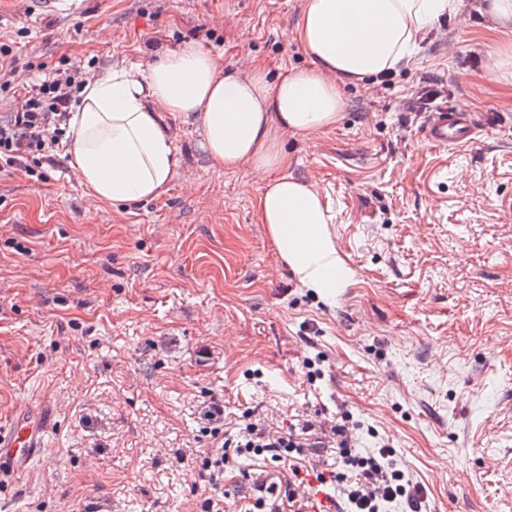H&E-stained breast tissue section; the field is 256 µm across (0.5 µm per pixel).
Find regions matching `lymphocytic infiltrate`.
Instances as JSON below:
<instances>
[{
	"instance_id": "f902f5d3",
	"label": "lymphocytic infiltrate",
	"mask_w": 512,
	"mask_h": 512,
	"mask_svg": "<svg viewBox=\"0 0 512 512\" xmlns=\"http://www.w3.org/2000/svg\"><path fill=\"white\" fill-rule=\"evenodd\" d=\"M77 68H57L34 79L21 92L16 110L0 117V172L21 171L44 179V163L54 162L67 132V121L83 83ZM319 449L317 480H330L340 500L338 512H382L384 504L403 502L406 512H424L426 498L414 483L396 451L383 445L356 453L346 421H338L320 435L308 431L270 433L247 424L201 459V470L214 485L224 480L225 469L240 459L286 464L290 476L284 490L289 512H306L302 473L306 449Z\"/></svg>"
}]
</instances>
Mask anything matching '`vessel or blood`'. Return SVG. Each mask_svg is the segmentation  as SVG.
Masks as SVG:
<instances>
[{
  "label": "vessel or blood",
  "instance_id": "vessel-or-blood-1",
  "mask_svg": "<svg viewBox=\"0 0 512 512\" xmlns=\"http://www.w3.org/2000/svg\"><path fill=\"white\" fill-rule=\"evenodd\" d=\"M476 127L469 111L461 106H442L428 113L424 135L436 147H464L472 144ZM48 428L46 416L34 407L12 414L7 425H0V459H6L12 472L26 473L43 446Z\"/></svg>",
  "mask_w": 512,
  "mask_h": 512
}]
</instances>
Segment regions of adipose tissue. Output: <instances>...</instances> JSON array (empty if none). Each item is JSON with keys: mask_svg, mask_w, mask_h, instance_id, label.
<instances>
[{"mask_svg": "<svg viewBox=\"0 0 512 512\" xmlns=\"http://www.w3.org/2000/svg\"><path fill=\"white\" fill-rule=\"evenodd\" d=\"M462 0H304L292 35L310 65L269 82L245 76L188 42L145 68L115 65L90 77L68 120L73 176L92 206L147 202L172 180L176 149L166 115L195 125L209 159L249 166L280 262L327 305L353 277L337 254L330 206L316 183L288 172L284 137L311 138L333 127L342 89L410 64L424 36ZM499 46L493 74L512 79V0H480Z\"/></svg>", "mask_w": 512, "mask_h": 512, "instance_id": "ef3b65f1", "label": "adipose tissue"}]
</instances>
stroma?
Returning <instances> with one entry per match:
<instances>
[{
    "instance_id": "stroma-1",
    "label": "stroma",
    "mask_w": 512,
    "mask_h": 512,
    "mask_svg": "<svg viewBox=\"0 0 512 512\" xmlns=\"http://www.w3.org/2000/svg\"><path fill=\"white\" fill-rule=\"evenodd\" d=\"M302 6L80 0L49 16L0 0V38L21 83L65 57L143 67L188 41L274 76L309 64L291 34ZM494 41L476 13L444 16L409 66L345 87L335 127L286 139L354 271L332 307L281 265L261 183L215 166L178 117L179 166L146 203L88 208L67 167L0 174V425L24 404L51 416L28 474L0 472V512H204L200 460L222 438L344 415L357 451L395 449L428 512H512V85L489 78ZM425 85L502 121L433 147L425 113L404 109ZM286 478L241 463L224 512Z\"/></svg>"
}]
</instances>
